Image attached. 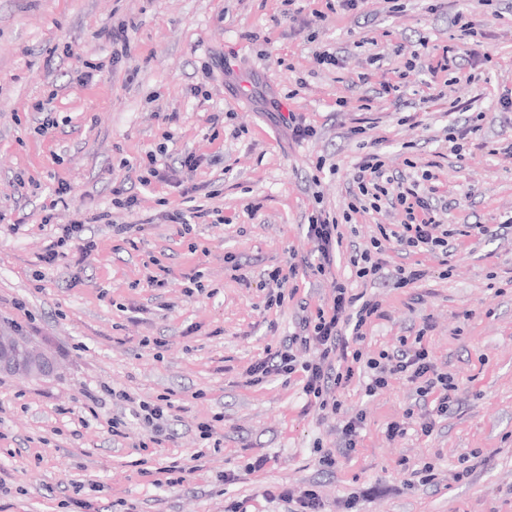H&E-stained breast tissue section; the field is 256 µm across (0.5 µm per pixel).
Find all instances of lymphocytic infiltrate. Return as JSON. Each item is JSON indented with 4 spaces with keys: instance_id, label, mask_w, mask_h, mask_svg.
Listing matches in <instances>:
<instances>
[{
    "instance_id": "f902f5d3",
    "label": "lymphocytic infiltrate",
    "mask_w": 512,
    "mask_h": 512,
    "mask_svg": "<svg viewBox=\"0 0 512 512\" xmlns=\"http://www.w3.org/2000/svg\"><path fill=\"white\" fill-rule=\"evenodd\" d=\"M430 179L427 173L421 180L411 182L390 175L376 152L366 154L355 165L349 189L350 212L376 211L385 202L403 207L406 213L403 223L381 227L379 238L372 240L370 248L351 251L348 263L357 279L380 278L386 264L380 250L386 240H395L400 250L408 254L448 253L452 232L442 228L436 218L440 189L432 185ZM307 236L318 255L317 262L309 263L308 268L313 274H325L343 245L337 217L321 209L313 211L308 218ZM382 316L378 302L363 299L347 283H337L330 311L302 316L281 348L254 362L246 375L250 383L258 384L302 369L304 393L314 398L319 409L336 410L340 404L330 401V393L347 387L355 375L354 363L363 361L372 372L365 386L366 394H375L393 380L414 384L425 409L420 431L431 433L438 419L447 416L458 385L452 375L435 367L424 343L426 332L422 329L412 338L401 339L395 351L380 353L376 358L365 361L360 352L351 351V342L362 339V329L367 322ZM299 348L312 354L311 360L301 365L295 358Z\"/></svg>"
}]
</instances>
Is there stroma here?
Masks as SVG:
<instances>
[{
	"instance_id": "35a3bbf8",
	"label": "stroma",
	"mask_w": 512,
	"mask_h": 512,
	"mask_svg": "<svg viewBox=\"0 0 512 512\" xmlns=\"http://www.w3.org/2000/svg\"><path fill=\"white\" fill-rule=\"evenodd\" d=\"M0 0V331L26 337L58 365L46 377L0 374V512H66L74 485H103L86 512H287L263 493L316 488L323 512H512V0H369L366 14L333 11L325 0ZM485 24L475 65L430 75L406 70L405 53L427 41L448 45L452 16ZM503 18L489 24L492 11ZM125 25L126 55L112 57V30ZM375 38L377 48L367 45ZM338 65L319 63L323 49ZM405 71L403 99L381 84ZM89 82H82L85 72ZM444 99H437V92ZM54 120L40 130L39 101ZM313 126L305 140L275 120L274 102ZM370 110H363V102ZM481 129L462 151L449 126ZM172 130L174 144L163 133ZM166 146L167 180L142 188L133 171ZM384 153L391 171H430L447 192L441 219L456 230L447 262L426 255L412 288L392 280L355 285L385 312L368 324L364 357L393 350L427 328L438 367L459 382L448 417L422 434L412 385L392 381L367 396L363 375L325 413L302 391L300 373L259 385L246 370L293 332L302 310L329 309L345 263L315 276L302 266L313 207L343 214L347 182L361 156ZM199 159L181 165L182 152ZM333 172H317L319 161ZM68 206L43 224L58 186ZM136 197L112 207V190ZM208 210L184 231L169 213L186 197ZM103 221H94L97 213ZM397 210L359 213L342 232L343 251L369 247ZM134 224L132 240L113 235ZM469 224L487 234L464 236ZM75 228L97 247L83 262L44 266L55 228ZM295 264V293L269 305L268 270ZM165 269V286L148 277ZM200 274L204 292L183 290ZM98 390L100 403L87 398ZM176 407L170 438L150 443L119 392ZM365 429L356 453L322 472L319 449L341 445L356 415ZM127 425L112 433V416ZM214 426L200 437L199 423ZM406 435L388 438L389 424ZM479 451L468 478L461 457ZM263 470H249L257 457ZM196 460L183 486H165L164 466ZM433 464L435 479L415 472ZM233 482H226L227 474Z\"/></svg>"
}]
</instances>
